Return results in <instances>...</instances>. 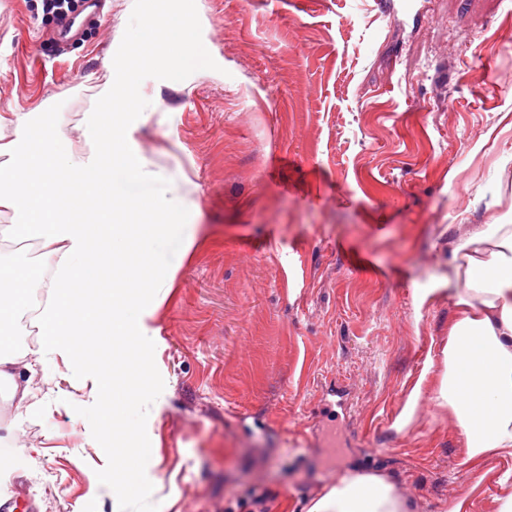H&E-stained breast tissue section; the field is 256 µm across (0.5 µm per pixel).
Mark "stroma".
I'll return each mask as SVG.
<instances>
[{"label":"stroma","mask_w":512,"mask_h":512,"mask_svg":"<svg viewBox=\"0 0 512 512\" xmlns=\"http://www.w3.org/2000/svg\"><path fill=\"white\" fill-rule=\"evenodd\" d=\"M165 0L190 15L209 65L173 85L155 67L135 135L191 182L199 225L155 313L158 415L138 442L158 465L135 493L106 483L119 450L78 424L79 368L49 364L38 408L0 389V441L36 512H224L249 489L302 512L344 463L405 485L419 512H496L497 486L464 472L462 437L423 403L395 420L448 339V246L460 225L512 213V0ZM141 0H86L60 41L42 0H0V113L40 111L74 132L127 57ZM436 289L415 311L413 293ZM350 391L322 410L323 387Z\"/></svg>","instance_id":"1"}]
</instances>
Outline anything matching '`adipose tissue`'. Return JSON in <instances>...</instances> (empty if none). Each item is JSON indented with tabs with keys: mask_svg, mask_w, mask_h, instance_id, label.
Instances as JSON below:
<instances>
[{
	"mask_svg": "<svg viewBox=\"0 0 512 512\" xmlns=\"http://www.w3.org/2000/svg\"><path fill=\"white\" fill-rule=\"evenodd\" d=\"M137 29L132 43L156 30L180 59V66L165 70L167 81L180 80L183 66L203 65L205 51L189 16L147 9ZM137 66L128 59L109 67L95 87L96 106L79 123L78 138L60 129L40 130L30 112L0 114V214L10 216L0 225V383L8 385L17 405L33 398L31 378L45 355L68 364L77 345L95 349L103 336L132 338L141 375L152 373L148 354L159 334L155 313L178 272L177 265L155 258V245L171 239L180 254H188L197 229L176 221L186 207L187 178L154 168L131 146L150 118L148 101L138 95ZM74 172L84 175L89 197L111 200L105 223H80L66 208V179ZM156 183L166 189L150 203L165 223H128L123 201ZM20 242L36 243L44 262L18 261L3 249ZM133 249L154 259L151 292L112 297L85 291L86 283ZM448 268V340L438 366L427 367L411 390L395 427L410 425L426 399L447 411L464 437L466 470L492 478L499 488L497 512H512V224H487L458 237ZM37 288L47 292L36 316L38 345L13 350L9 337ZM493 457L508 461V468L488 469ZM303 512H417V505L386 475L340 469Z\"/></svg>",
	"mask_w": 512,
	"mask_h": 512,
	"instance_id": "ef3b65f1",
	"label": "adipose tissue"
}]
</instances>
